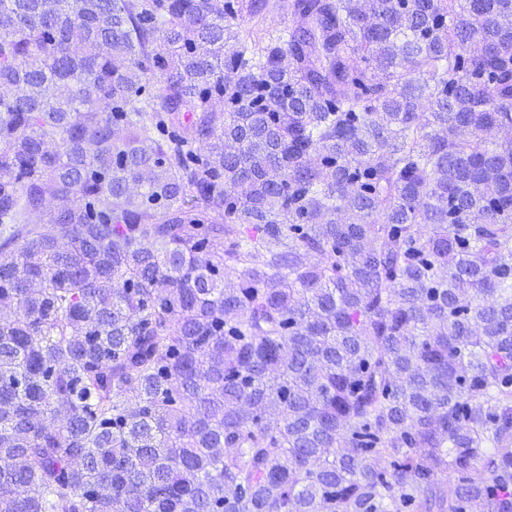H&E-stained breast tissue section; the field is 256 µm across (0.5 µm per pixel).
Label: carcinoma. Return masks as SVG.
<instances>
[{"label":"carcinoma","instance_id":"cac0c4a2","mask_svg":"<svg viewBox=\"0 0 512 512\" xmlns=\"http://www.w3.org/2000/svg\"><path fill=\"white\" fill-rule=\"evenodd\" d=\"M0 455V512H512V0H0Z\"/></svg>","mask_w":512,"mask_h":512}]
</instances>
